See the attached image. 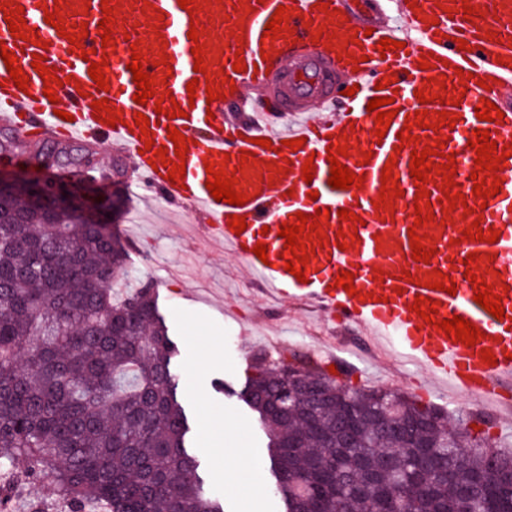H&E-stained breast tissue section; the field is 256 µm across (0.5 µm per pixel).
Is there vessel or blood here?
Segmentation results:
<instances>
[{
  "label": "vessel or blood",
  "mask_w": 512,
  "mask_h": 512,
  "mask_svg": "<svg viewBox=\"0 0 512 512\" xmlns=\"http://www.w3.org/2000/svg\"><path fill=\"white\" fill-rule=\"evenodd\" d=\"M195 12L182 9L178 0H112L111 7L121 22L112 31L114 47L107 51L104 76L109 91L99 90L88 69L98 62L102 47L99 23L103 18L101 0H14L24 7L29 40L13 37L0 18V40L13 52L18 66L30 79L27 91L15 87L4 60L0 59V120L20 134L30 129L69 142H106L115 151L127 154L138 170L136 184L142 195L185 207L205 216L201 231L205 238L220 242L235 257L254 283L266 292L286 295L313 304L320 312L343 325L366 330L377 343L393 354L407 356L422 364L434 378L445 380L459 393L487 403L512 400V157L499 172L483 171L485 179L501 177L498 195L481 200L474 196L471 173L477 154L468 141L474 129L489 131L498 146L512 145V0H486L482 13L464 15L462 0H385L376 15L354 11L348 0H331L328 11L316 8V0H196ZM289 9L288 27L280 38H264L267 22L279 6ZM60 8L67 32L75 24L86 23L88 38L80 51H73L66 36L45 21L47 9ZM197 28L198 40L188 38ZM222 27L234 34L231 41L213 36ZM401 42L399 50L380 53L382 38ZM466 50H459V40ZM45 50H38V43ZM204 44V62L213 84L219 85L221 100L208 102L205 85L188 92L195 62V44ZM141 50L144 71L156 76L155 90L161 106H139L133 99L137 86L127 64L132 48ZM89 59H82L81 50ZM42 53L44 67L55 68L63 78L56 88L57 103L44 95L45 83L31 65L34 53ZM431 66L419 69L422 57ZM242 60V72H234L235 60ZM359 67H351V60ZM470 74V81L459 78ZM230 84H223V77ZM489 80L482 88L480 80ZM384 89H377L379 81ZM259 87L273 99V106L253 110L247 121L232 120L224 111L228 102L242 100L246 89ZM354 95H346V88ZM424 89L435 93L434 101L419 102L415 93ZM378 96L392 98L397 110L384 138H377L376 112L367 104ZM107 100L122 118L109 127L92 108ZM488 100L503 111V119H478L476 102ZM320 105L318 120L296 123V116L312 105ZM182 114L168 118L172 106ZM426 111L427 128L410 127L421 145L445 141L454 152L455 189L470 209L463 223L498 231L495 243L463 239L458 225L444 223L443 178L433 175L426 190L434 200L433 220L415 226L413 204L415 180L410 175L411 147L401 146L397 137L417 111ZM456 118L454 128L432 129L439 111ZM69 120H62V113ZM150 117L147 130L136 126V114ZM177 129L189 143L186 174L181 184H172L163 159H175V144L169 129ZM271 140V147L256 145V138ZM303 139L301 149L287 143ZM164 147L166 157L145 148L146 140ZM346 141L348 155L341 163L364 176L361 187L340 189L329 183L331 165L327 149L331 142ZM251 152L252 161L242 162V152ZM396 156L392 171L402 191L392 208L378 206L382 170L389 156ZM313 161L312 182L302 178V167ZM224 164L228 176L238 179L237 187L248 195L246 205L216 201L206 182V162ZM316 199H309V192ZM329 208L331 216L322 220L327 239L317 248L305 268V281L287 272L285 240L278 232L282 223H295L297 213L314 214ZM361 217L362 226L341 221L339 209ZM246 219L247 228L238 233L231 228L232 216ZM462 223V224H463ZM416 231L423 245L435 251L429 262L412 258L409 231ZM267 246L266 259L253 251L257 243ZM479 255L477 277L492 284L500 295L504 318H496L474 299L472 283L465 278L468 254ZM449 275L456 283L455 294L423 287L433 270ZM342 271L352 272L355 294H348L335 280ZM410 279H403V272ZM439 301L438 319L459 315L482 333L474 346L448 339L443 330L423 322L413 312L416 296ZM490 349L496 364L483 362L481 352Z\"/></svg>",
  "instance_id": "vessel-or-blood-1"
}]
</instances>
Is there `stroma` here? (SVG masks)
Here are the masks:
<instances>
[{
    "mask_svg": "<svg viewBox=\"0 0 512 512\" xmlns=\"http://www.w3.org/2000/svg\"><path fill=\"white\" fill-rule=\"evenodd\" d=\"M81 149L79 174L88 198L111 200L96 218L117 226L129 269L155 285L159 312L177 349L173 372L178 398L190 417V446L207 490L222 500L225 512H283L274 492L266 433L237 396L260 349L288 347L322 361L334 359L338 381L355 388H390L453 416L482 409L493 425L474 423L471 431L512 447V407L477 405L434 383L424 368L392 362L360 328L334 324L306 303L277 301L245 286L237 259L220 245L199 240L201 219L195 213L127 194L125 183L137 177L130 158H119L99 142L83 143ZM228 448H253L260 457L229 469L224 459Z\"/></svg>",
    "mask_w": 512,
    "mask_h": 512,
    "instance_id": "stroma-1",
    "label": "stroma"
}]
</instances>
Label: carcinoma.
I'll use <instances>...</instances> for the list:
<instances>
[{
    "label": "carcinoma",
    "mask_w": 512,
    "mask_h": 512,
    "mask_svg": "<svg viewBox=\"0 0 512 512\" xmlns=\"http://www.w3.org/2000/svg\"><path fill=\"white\" fill-rule=\"evenodd\" d=\"M57 158L82 164L73 147ZM81 207L72 201L68 221L49 228L22 193L0 194V505L47 479L63 512H224L186 450L154 285L115 296L112 285L132 279L125 248ZM253 369L243 397L266 429L285 512H512L508 470H486L512 452L464 421L392 389H351L305 355L263 352ZM387 413L421 447L381 432L375 418ZM18 456L22 478L11 474ZM476 474L483 493L465 499Z\"/></svg>",
    "instance_id": "obj_1"
}]
</instances>
